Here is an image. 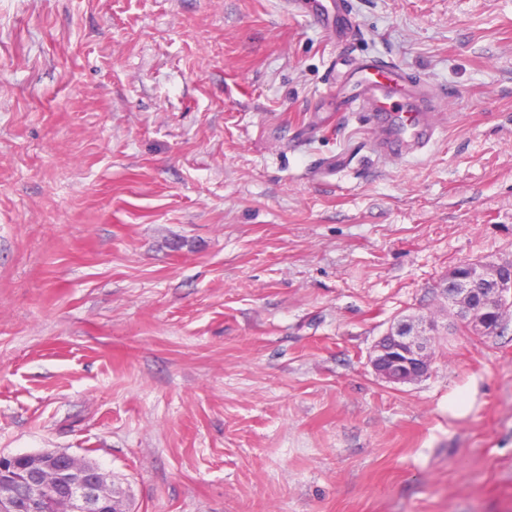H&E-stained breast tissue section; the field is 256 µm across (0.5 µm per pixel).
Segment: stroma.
Instances as JSON below:
<instances>
[{"instance_id":"1","label":"stroma","mask_w":512,"mask_h":512,"mask_svg":"<svg viewBox=\"0 0 512 512\" xmlns=\"http://www.w3.org/2000/svg\"><path fill=\"white\" fill-rule=\"evenodd\" d=\"M0 0V453L95 462L126 512H512V0ZM379 57L446 95L381 158L336 112ZM434 320L431 372L374 344ZM308 17L323 33L336 43L349 42L355 38L357 26L350 0H302ZM439 295L478 336L497 335L512 306V262H468L454 267ZM412 319H400L376 342L370 364L376 376L391 384L415 382L434 363L429 344Z\"/></svg>"}]
</instances>
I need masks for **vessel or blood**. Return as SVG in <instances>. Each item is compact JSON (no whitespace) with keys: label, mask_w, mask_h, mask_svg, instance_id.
Returning a JSON list of instances; mask_svg holds the SVG:
<instances>
[{"label":"vessel or blood","mask_w":512,"mask_h":512,"mask_svg":"<svg viewBox=\"0 0 512 512\" xmlns=\"http://www.w3.org/2000/svg\"><path fill=\"white\" fill-rule=\"evenodd\" d=\"M303 9L306 17L336 42L355 38L351 0H305ZM344 109L369 114L376 155L405 157L422 152L435 140L443 99L427 87L412 83L401 68L374 57L350 72Z\"/></svg>","instance_id":"1"}]
</instances>
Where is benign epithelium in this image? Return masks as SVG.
<instances>
[{
  "mask_svg": "<svg viewBox=\"0 0 512 512\" xmlns=\"http://www.w3.org/2000/svg\"><path fill=\"white\" fill-rule=\"evenodd\" d=\"M439 295L476 334H498L512 307V262H468L454 267ZM434 363L411 319H400L376 342L370 364L391 384L415 382ZM6 512H119L101 468L63 451L0 455V505Z\"/></svg>",
  "mask_w": 512,
  "mask_h": 512,
  "instance_id": "1",
  "label": "benign epithelium"
}]
</instances>
